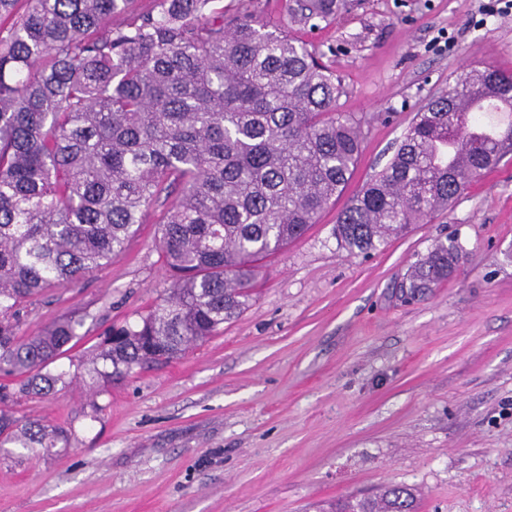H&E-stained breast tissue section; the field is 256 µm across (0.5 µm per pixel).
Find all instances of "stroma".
<instances>
[{
  "label": "stroma",
  "mask_w": 512,
  "mask_h": 512,
  "mask_svg": "<svg viewBox=\"0 0 512 512\" xmlns=\"http://www.w3.org/2000/svg\"><path fill=\"white\" fill-rule=\"evenodd\" d=\"M309 43L362 126L345 194L261 262L254 300L221 334L92 394L73 382L22 399L19 415L67 429L71 445L0 450V512H331L398 485L418 512H512V159L448 210L377 251L350 253L336 217L390 161L414 116L462 70L512 71L505 0H339L304 23L297 0H250ZM159 198L124 252L28 307L20 333L81 319L72 355L136 320L171 278ZM455 276L409 300L400 284L440 237Z\"/></svg>",
  "instance_id": "1"
}]
</instances>
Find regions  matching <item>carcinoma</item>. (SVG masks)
Instances as JSON below:
<instances>
[{
	"mask_svg": "<svg viewBox=\"0 0 512 512\" xmlns=\"http://www.w3.org/2000/svg\"><path fill=\"white\" fill-rule=\"evenodd\" d=\"M0 0V448H68L59 426L16 416L21 397L72 381L54 366L82 320L19 336L27 302L75 284L124 251L162 194L168 293L112 326L82 383L97 395L135 367L181 356L253 299L256 263L316 223L347 188L360 125L336 112L341 82L319 53L222 0ZM337 0H308L325 20ZM512 106V72L464 71L416 113L388 165L338 215L335 236L368 253L448 209L468 182L512 152V122L493 139L465 126L468 99ZM463 252L437 239L401 284L422 296L450 280ZM393 486L336 512H417Z\"/></svg>",
	"mask_w": 512,
	"mask_h": 512,
	"instance_id": "1",
	"label": "carcinoma"
}]
</instances>
